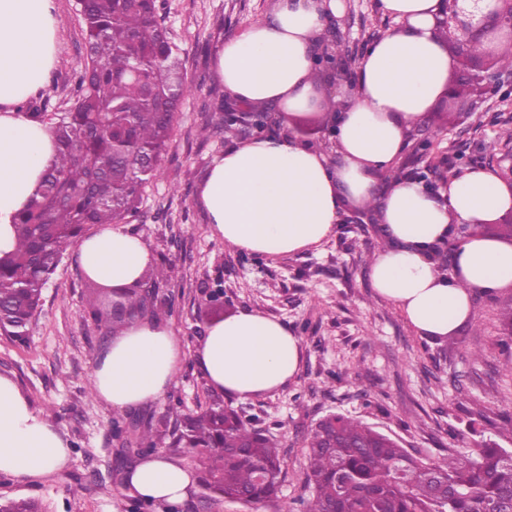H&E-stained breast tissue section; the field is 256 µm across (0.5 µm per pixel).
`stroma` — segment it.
Masks as SVG:
<instances>
[{
	"instance_id": "stroma-1",
	"label": "stroma",
	"mask_w": 512,
	"mask_h": 512,
	"mask_svg": "<svg viewBox=\"0 0 512 512\" xmlns=\"http://www.w3.org/2000/svg\"><path fill=\"white\" fill-rule=\"evenodd\" d=\"M162 18L183 63L187 91L174 123L161 177L151 182L140 215L126 226L140 236L156 262L177 265L176 278L156 285L171 302L167 318L177 337L182 365L176 379L140 412L153 420L171 408L195 413L215 396L194 360L196 347L215 322L244 310L283 322L301 340L298 375L279 392L225 405L244 412L281 444V496H307L303 444L323 416L340 413L397 440L411 454L434 459L447 452L470 454L484 439L498 437L512 417V378L500 366L512 358V342L500 331V308L512 288L473 299V316L453 341L421 336L401 309L376 294L368 267L382 245L378 225L339 222L320 244L289 255L258 256L225 244L208 223L195 196L213 160L236 146L234 137L200 128L215 124L212 106L224 88L214 74L217 47L255 21L271 17L277 0H164ZM379 0H345L333 16L338 45L360 61L367 44L393 29ZM57 56L46 91L50 109L65 112L73 100V74L86 56L79 0H57ZM283 133L335 158L328 112H285ZM512 100L459 114L438 100L411 139L431 140L418 168L432 190L445 186L449 165L500 169L512 165ZM109 340L87 304L86 279L76 246H69L43 291V305L28 345L0 336V376L11 378L32 407H54L52 424L70 448L60 471L34 478L0 475V503L34 500L41 512H126L124 470L117 457L123 441L114 434V410L88 396L96 356ZM486 415L471 427L474 412Z\"/></svg>"
}]
</instances>
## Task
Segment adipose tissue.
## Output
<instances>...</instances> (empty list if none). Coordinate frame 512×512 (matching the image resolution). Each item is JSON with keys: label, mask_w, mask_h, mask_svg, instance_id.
<instances>
[{"label": "adipose tissue", "mask_w": 512, "mask_h": 512, "mask_svg": "<svg viewBox=\"0 0 512 512\" xmlns=\"http://www.w3.org/2000/svg\"><path fill=\"white\" fill-rule=\"evenodd\" d=\"M379 7L396 28L371 43L352 87L332 93L318 81L315 49L326 14L341 12L344 0H278L271 18L219 47L216 75L239 104L290 112L336 101L337 160L290 135L259 136L213 161L196 201L226 243L258 255L300 251L328 237L347 210L376 208L386 244L370 263L372 287L422 336L445 339L471 319L475 294L512 288V244L466 237L449 275L437 270L432 247L452 225L512 211V186L480 167L439 192L405 178L378 189L410 131L447 92L452 67L437 34L444 0H379ZM55 9V0H0V253L14 249L12 220L55 162L50 131L16 108L53 66ZM78 251L83 275L115 288L136 285L154 263L145 242L118 224L83 238ZM180 358L166 323L139 322L99 353L94 393L115 409L143 406L166 391ZM196 358L215 393L247 399L275 393L298 374L301 342L280 321L243 311L210 326ZM69 459L58 432L0 376V475L39 476ZM196 485L192 470L159 452L129 468L122 492L175 512Z\"/></svg>", "instance_id": "obj_1"}]
</instances>
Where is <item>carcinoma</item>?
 Masks as SVG:
<instances>
[{"label":"carcinoma","instance_id":"cac0c4a2","mask_svg":"<svg viewBox=\"0 0 512 512\" xmlns=\"http://www.w3.org/2000/svg\"><path fill=\"white\" fill-rule=\"evenodd\" d=\"M158 0H84L88 47L75 102L58 114L48 101H25L26 118L46 125L57 160L40 190L14 219L15 248L0 256V335L27 343L41 310L43 290L76 239L95 225L123 224L139 214L146 186L161 175L175 112L186 92L177 47L159 22ZM245 136L238 117L202 128ZM463 239L492 234L512 240V224L451 227ZM177 269H150L152 282ZM92 286L112 307L107 317L90 307L94 320L116 334L146 317L164 318L170 304L148 299L140 285ZM132 428L145 453L172 437L204 465L205 503L267 505L273 512H512V451L483 442L461 457L429 462L390 437L342 415L321 420L304 443L310 498L279 496L283 458L278 442L215 402L194 414ZM0 512H39L31 500L0 504Z\"/></svg>","mask_w":512,"mask_h":512}]
</instances>
